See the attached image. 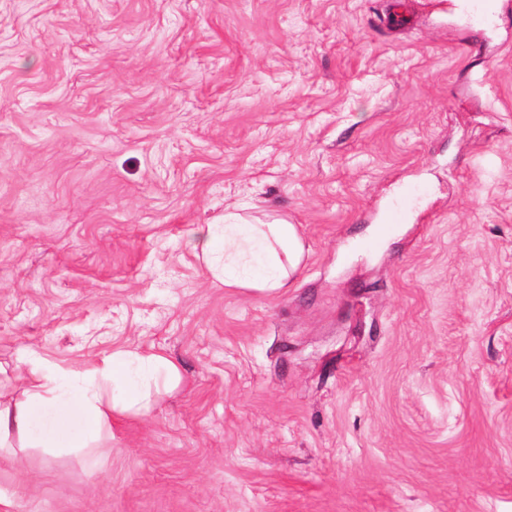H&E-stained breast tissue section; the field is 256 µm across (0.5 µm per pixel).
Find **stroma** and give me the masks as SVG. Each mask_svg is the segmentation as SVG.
<instances>
[{
	"label": "stroma",
	"mask_w": 512,
	"mask_h": 512,
	"mask_svg": "<svg viewBox=\"0 0 512 512\" xmlns=\"http://www.w3.org/2000/svg\"><path fill=\"white\" fill-rule=\"evenodd\" d=\"M393 2L0 0V388L182 375L9 512H512V0ZM229 212L298 225L281 295L213 280Z\"/></svg>",
	"instance_id": "35a3bbf8"
}]
</instances>
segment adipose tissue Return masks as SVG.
Listing matches in <instances>:
<instances>
[{"label":"adipose tissue","instance_id":"1","mask_svg":"<svg viewBox=\"0 0 512 512\" xmlns=\"http://www.w3.org/2000/svg\"><path fill=\"white\" fill-rule=\"evenodd\" d=\"M209 270L224 286L266 296L281 294L300 270L305 244L297 225L282 217L229 213L202 229L198 242ZM22 397L0 400V455L25 448L98 447L113 413H148L152 392L176 387L178 367L157 353L126 350L93 367L49 364L26 352Z\"/></svg>","mask_w":512,"mask_h":512}]
</instances>
